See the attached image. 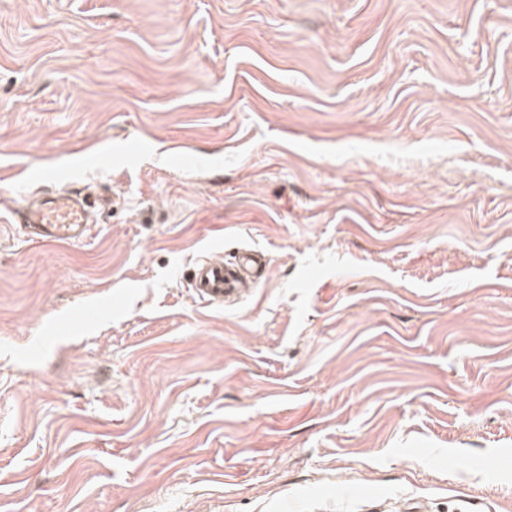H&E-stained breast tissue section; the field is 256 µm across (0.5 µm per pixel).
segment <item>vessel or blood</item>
I'll return each mask as SVG.
<instances>
[{"instance_id":"b4317fda","label":"vessel or blood","mask_w":512,"mask_h":512,"mask_svg":"<svg viewBox=\"0 0 512 512\" xmlns=\"http://www.w3.org/2000/svg\"><path fill=\"white\" fill-rule=\"evenodd\" d=\"M89 210L80 193L55 191L29 200L18 211L25 241L41 246L83 242L90 229ZM265 266L258 254L247 252L228 262L223 256L199 258L189 286L201 305L214 306L241 299L261 281Z\"/></svg>"}]
</instances>
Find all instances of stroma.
I'll return each mask as SVG.
<instances>
[{
    "instance_id": "obj_1",
    "label": "stroma",
    "mask_w": 512,
    "mask_h": 512,
    "mask_svg": "<svg viewBox=\"0 0 512 512\" xmlns=\"http://www.w3.org/2000/svg\"><path fill=\"white\" fill-rule=\"evenodd\" d=\"M0 512H512V0H0ZM14 213L27 242L41 246L84 242L90 229L86 202L80 192L55 191L29 200ZM265 264L256 253L246 251L238 260L224 261L222 255L199 258L192 267L189 286L203 306L223 305L249 294L260 282Z\"/></svg>"
}]
</instances>
